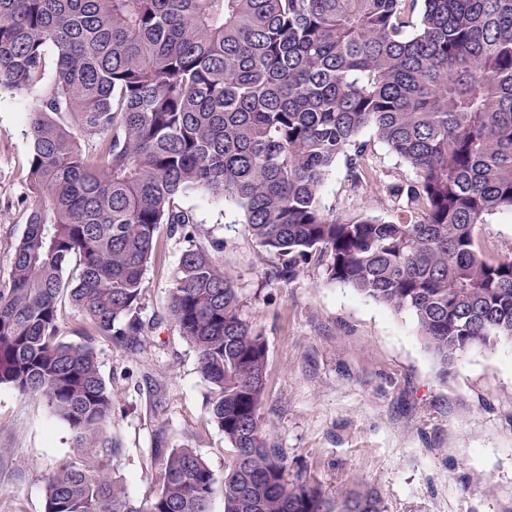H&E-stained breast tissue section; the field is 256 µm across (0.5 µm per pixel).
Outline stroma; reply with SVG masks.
<instances>
[{"label": "stroma", "mask_w": 512, "mask_h": 512, "mask_svg": "<svg viewBox=\"0 0 512 512\" xmlns=\"http://www.w3.org/2000/svg\"><path fill=\"white\" fill-rule=\"evenodd\" d=\"M36 108L32 94L0 95V282L31 203L28 115ZM360 139L376 182L352 194L337 162L323 202L342 215H395L399 203L383 187L416 172L371 130ZM179 204L195 212L197 229L191 241L159 232L141 309L153 329L129 345L94 343L115 393L112 468L132 501L155 495L172 449L194 448L219 474L234 455L211 419L194 347L163 318L183 253L218 240L242 314L267 344L264 423L289 471L332 494L374 489L384 512H512V339L471 347L441 370L411 313L327 282L316 263L293 280L270 279L275 259L245 233L232 203L192 193ZM71 454L70 431L45 402L0 386V512H44L46 478Z\"/></svg>", "instance_id": "35a3bbf8"}]
</instances>
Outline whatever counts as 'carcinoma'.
Segmentation results:
<instances>
[{"label": "carcinoma", "mask_w": 512, "mask_h": 512, "mask_svg": "<svg viewBox=\"0 0 512 512\" xmlns=\"http://www.w3.org/2000/svg\"><path fill=\"white\" fill-rule=\"evenodd\" d=\"M37 96L32 199L0 283V386L43 400L71 432L45 512H383L372 489L336 496L288 475L262 422L267 347L242 318L219 241L179 263L166 317L196 350L224 474L195 449L163 460L132 502L111 465L112 385L95 336H146L143 274L157 233L191 234L178 200L232 202L290 281L326 279L411 312L443 370L512 339V256L478 228L512 211V0H0V94ZM371 129L416 170L385 185L392 220L336 216L325 182L345 159L358 194ZM81 317L64 340L60 308Z\"/></svg>", "instance_id": "obj_1"}]
</instances>
